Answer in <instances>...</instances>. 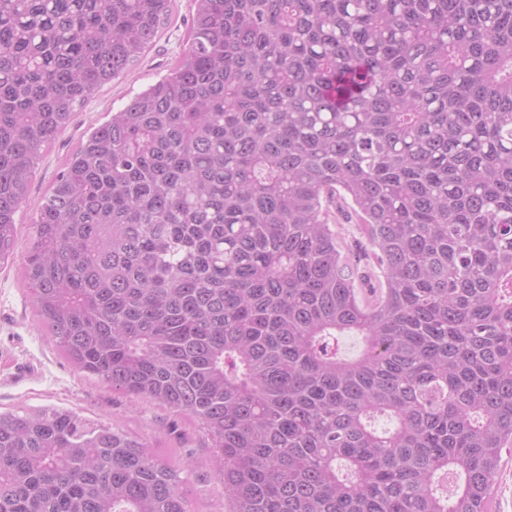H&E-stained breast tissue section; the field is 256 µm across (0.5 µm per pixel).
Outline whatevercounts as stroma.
<instances>
[{"label":"stroma","mask_w":512,"mask_h":512,"mask_svg":"<svg viewBox=\"0 0 512 512\" xmlns=\"http://www.w3.org/2000/svg\"><path fill=\"white\" fill-rule=\"evenodd\" d=\"M177 14L127 75L104 85L45 151L29 198L18 212L28 227L33 212L60 167L85 132L118 111L137 92L165 74L182 52L192 0H177ZM26 238H19L7 264L0 266V409L59 407L127 431L178 469L188 512H225L224 485L210 460L212 439L200 423L168 407L112 390L70 365L38 323L21 283ZM193 460L185 469V460Z\"/></svg>","instance_id":"obj_1"}]
</instances>
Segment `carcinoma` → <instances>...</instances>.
<instances>
[{"instance_id":"1","label":"carcinoma","mask_w":512,"mask_h":512,"mask_svg":"<svg viewBox=\"0 0 512 512\" xmlns=\"http://www.w3.org/2000/svg\"><path fill=\"white\" fill-rule=\"evenodd\" d=\"M24 279L73 366L200 421L226 512H491L512 452V0H193ZM176 0H0V263L44 148ZM375 269L341 252L330 205ZM357 336L345 355L341 340ZM0 512H188L73 411L0 412ZM331 223L336 224V231L343 242L353 249L354 252L360 249V246L366 245V240L359 230V221L353 212L348 213L346 210L339 211L332 208ZM357 245V246H355Z\"/></svg>"}]
</instances>
